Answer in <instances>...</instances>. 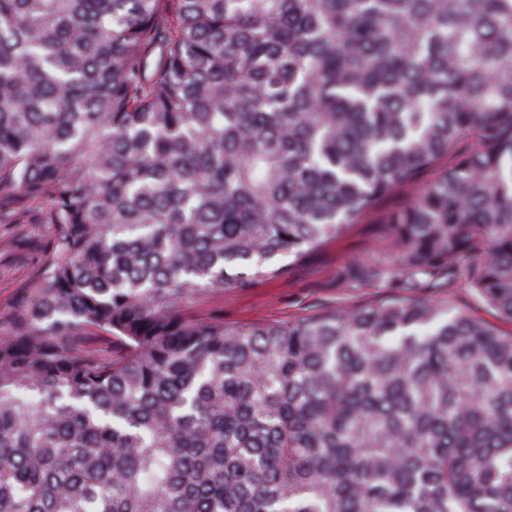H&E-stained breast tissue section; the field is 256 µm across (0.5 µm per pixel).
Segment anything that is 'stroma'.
<instances>
[{
  "instance_id": "35a3bbf8",
  "label": "stroma",
  "mask_w": 512,
  "mask_h": 512,
  "mask_svg": "<svg viewBox=\"0 0 512 512\" xmlns=\"http://www.w3.org/2000/svg\"><path fill=\"white\" fill-rule=\"evenodd\" d=\"M420 184L397 190L378 211L361 224L325 245L317 257L288 266L278 279L248 288H230L196 302L195 310L223 312L228 324H260L301 319L340 303L371 304L399 297L391 277L375 282L350 281L352 267L381 264L400 271L402 254L383 222L388 212L416 195ZM50 238L45 224H0V315L13 306L19 288L38 269Z\"/></svg>"
}]
</instances>
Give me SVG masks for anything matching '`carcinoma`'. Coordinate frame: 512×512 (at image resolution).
Wrapping results in <instances>:
<instances>
[{"label": "carcinoma", "instance_id": "carcinoma-1", "mask_svg": "<svg viewBox=\"0 0 512 512\" xmlns=\"http://www.w3.org/2000/svg\"><path fill=\"white\" fill-rule=\"evenodd\" d=\"M388 216L433 298L192 304ZM0 512H512V0H0ZM37 240L31 249L29 240ZM50 239L46 224H0V315L13 306L19 288L38 269ZM455 304L463 309L469 310L473 315L480 317L498 327L501 333L508 335L512 333V325L507 322L499 321L494 313L477 305L473 300L471 294L465 288H455Z\"/></svg>", "mask_w": 512, "mask_h": 512}]
</instances>
